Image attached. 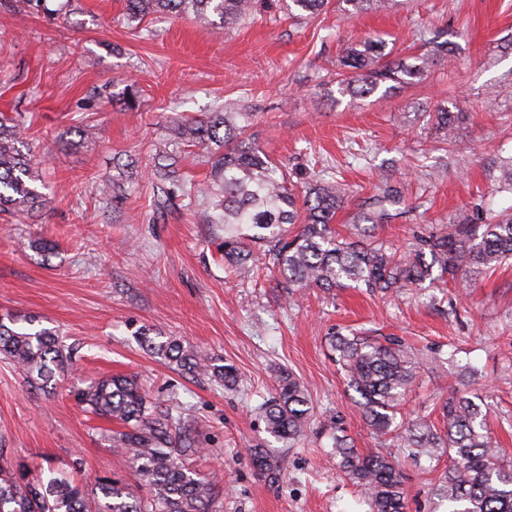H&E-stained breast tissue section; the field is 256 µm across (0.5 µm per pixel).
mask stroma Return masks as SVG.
Returning a JSON list of instances; mask_svg holds the SVG:
<instances>
[{"mask_svg":"<svg viewBox=\"0 0 512 512\" xmlns=\"http://www.w3.org/2000/svg\"><path fill=\"white\" fill-rule=\"evenodd\" d=\"M288 3L267 0L225 32L184 15L135 23L125 0H45L37 13L0 0V115L30 116L23 140L46 199L38 211L0 215V315L58 328L70 353L48 393L0 360V447L39 469L81 460L90 483L103 475L133 482L111 450L116 422L86 412L76 394L134 375L190 425L202 447L190 466L222 475L223 512H368L331 453L338 413L359 452L398 463L408 512H448L436 493L447 458H414L396 435L381 439L367 427L329 339L365 330L441 353V363L420 371L402 415L437 421L440 402L475 378L491 435L512 460V260L386 295L309 288L292 305L268 270L232 275L219 225L202 223L195 201L159 206L149 172L162 145L180 155L188 177L206 179L209 165L170 140L168 128L241 99L272 160L300 180L329 174L345 188L335 219L342 234L384 179L404 202L374 233L401 251L459 214L510 213L512 193L498 191L489 169L512 155V0H394L347 22L332 5L293 17ZM376 36L399 57L423 54L432 38L454 53L384 98L340 95L343 46ZM132 91L130 110L121 101ZM442 101L466 114L449 153L417 116ZM35 241L50 251L32 249ZM141 326L234 365L240 386L169 368L140 345ZM286 373L312 402L305 435L287 445L265 432L259 414ZM258 447L272 469L254 466Z\"/></svg>","mask_w":512,"mask_h":512,"instance_id":"1","label":"stroma"}]
</instances>
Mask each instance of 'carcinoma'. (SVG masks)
Listing matches in <instances>:
<instances>
[{
	"instance_id": "cac0c4a2",
	"label": "carcinoma",
	"mask_w": 512,
	"mask_h": 512,
	"mask_svg": "<svg viewBox=\"0 0 512 512\" xmlns=\"http://www.w3.org/2000/svg\"><path fill=\"white\" fill-rule=\"evenodd\" d=\"M299 12L315 15L329 0H291ZM350 18L364 10H380L389 0H337ZM261 0H126L132 20L161 13H192L201 19L217 16L224 29L241 24L258 10ZM451 57L448 42L430 41V49L409 64L390 57L381 41L370 38L349 43L341 52L336 73L339 93L367 97L386 82L410 83L422 78L438 60ZM426 122L450 141L463 123L462 112L437 103L424 108ZM254 113L226 103L216 112L175 122L172 135L208 157L209 179L194 183L176 162L158 163L151 178L164 205L178 197L205 203L202 221L224 228V265L245 276L260 263L276 272L288 297L304 288L364 286L393 293L440 277L453 279L490 269L512 258V213L475 224L461 214L435 232L416 236L410 248L397 253L373 240L361 226L386 224L391 214L385 203L396 202L397 189L386 184L368 212L358 215L356 237H343L332 224L343 206L344 194L325 178L298 189L288 168L274 162L248 135ZM27 116L17 112L0 118V214L43 207V196L32 186L31 158L23 151ZM512 192V159L503 161L496 176ZM32 318L0 317V355L21 368L42 391L53 389L65 368L67 354L57 331L34 328ZM135 336L146 351L180 371L203 375L232 387L236 369L215 356H203L176 339L158 340L142 327ZM331 347L353 390L365 423L382 437L402 430L404 447L415 456H448V469L438 491L448 500V512H512V462L503 461L478 406L461 393L441 404L442 428L422 418L397 422L402 402L426 362L421 352L398 337L367 332H341ZM93 415L114 419L125 429L112 433L113 450L125 454L136 482L102 476L90 489L73 472L48 470L46 477L29 479L27 467L9 460L0 448V512H221L219 482L199 477L187 459L201 453L192 430L151 402L137 377L103 378L79 392ZM311 402L307 389L291 375L279 377L261 404L264 430L278 442L304 435ZM333 448L344 475L367 494L369 512H406L405 478L393 459L379 453H358L348 442L344 419L333 421Z\"/></svg>"
}]
</instances>
